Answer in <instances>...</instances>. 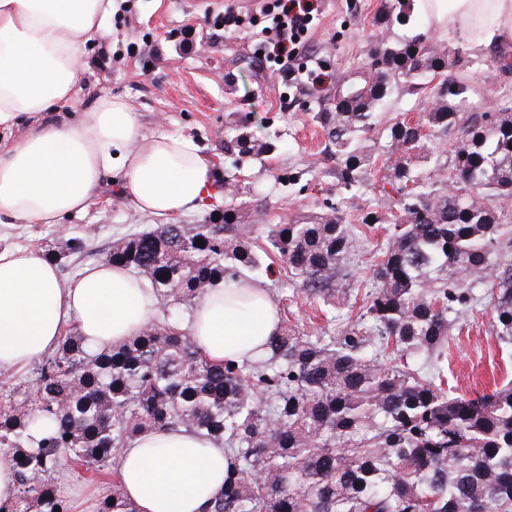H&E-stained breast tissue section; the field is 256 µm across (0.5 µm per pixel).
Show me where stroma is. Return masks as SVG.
I'll return each mask as SVG.
<instances>
[{
    "label": "stroma",
    "instance_id": "1",
    "mask_svg": "<svg viewBox=\"0 0 512 512\" xmlns=\"http://www.w3.org/2000/svg\"><path fill=\"white\" fill-rule=\"evenodd\" d=\"M243 14L258 12L261 0H116L112 39L107 50L85 46L87 68L71 103L81 112L99 97L124 99L137 112L145 137L157 132L192 139L211 163L216 186L224 184L230 160L224 151V116H243L256 139L270 141L274 151L262 158H245L240 174L250 187L245 199L251 239L264 244L270 225L318 212L324 199L337 195L335 179L311 183L298 192L275 180L277 174L308 167L334 168L326 152V134L313 114L318 93L282 87L271 80L267 58L258 56L259 39L251 24L231 31L218 16L226 2ZM384 0H321V15L308 51L331 74L349 73L373 49L380 30L374 19ZM449 50L469 57L464 71L476 89L472 105L512 106V74L499 76L492 51H478L463 38L448 42ZM119 182L104 179L88 211L65 218L57 226L0 224V249H51L59 238L87 237L82 258H66L58 267L65 277L86 266L105 262L112 242L151 227L150 218L117 199ZM257 282L267 288L282 316L302 331L313 329L314 307L303 294L286 299L280 284L265 275ZM448 350V383L454 393L473 395L512 380V345L504 346L493 326L487 298L460 315ZM113 471L71 474L62 486L72 507L97 506L112 487Z\"/></svg>",
    "mask_w": 512,
    "mask_h": 512
}]
</instances>
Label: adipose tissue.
Segmentation results:
<instances>
[{"label":"adipose tissue","instance_id":"obj_1","mask_svg":"<svg viewBox=\"0 0 512 512\" xmlns=\"http://www.w3.org/2000/svg\"><path fill=\"white\" fill-rule=\"evenodd\" d=\"M433 29L474 48L512 41V0H417ZM113 0H0V131L23 118L34 126L0 144V224H59L87 210L104 179H122V196L165 224L213 196L210 165L197 145L163 133L145 137L135 112L103 96L71 112L81 50L112 35ZM151 289L124 268L100 263L63 277L33 248L0 249V372L53 352L69 324L101 351L146 328L157 314ZM281 326L266 289L219 281L197 304L188 328L208 360L241 364L264 355ZM222 444L183 429L144 431L116 460L138 512H206L224 485Z\"/></svg>","mask_w":512,"mask_h":512}]
</instances>
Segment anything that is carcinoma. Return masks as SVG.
Instances as JSON below:
<instances>
[{"label": "carcinoma", "instance_id": "1", "mask_svg": "<svg viewBox=\"0 0 512 512\" xmlns=\"http://www.w3.org/2000/svg\"><path fill=\"white\" fill-rule=\"evenodd\" d=\"M416 0H388L377 47L338 76L313 118L336 167L324 173L348 198L381 167L385 186L343 216L325 211L273 224L256 251L242 222L247 194L224 173V223L162 224L112 243L108 262L154 288L159 316L96 354L65 330L32 376L0 385V451L14 455L17 494L0 512H70L62 460L98 471L146 430L184 428L224 442L229 467L210 512H512V386L474 398L448 393V339L486 289L499 340L512 343V260L499 229L512 201V113L463 107L473 86L460 52L424 33L403 40ZM418 96L417 120L383 125L393 90ZM237 149L269 153L228 113ZM441 160L432 141L448 133ZM387 225L370 287L355 315L346 281L362 236ZM203 241L204 246L197 245ZM284 263L283 289L299 285L326 324L306 334L287 321L268 353L214 364L185 311L217 281ZM99 512H136L120 482Z\"/></svg>", "mask_w": 512, "mask_h": 512}]
</instances>
